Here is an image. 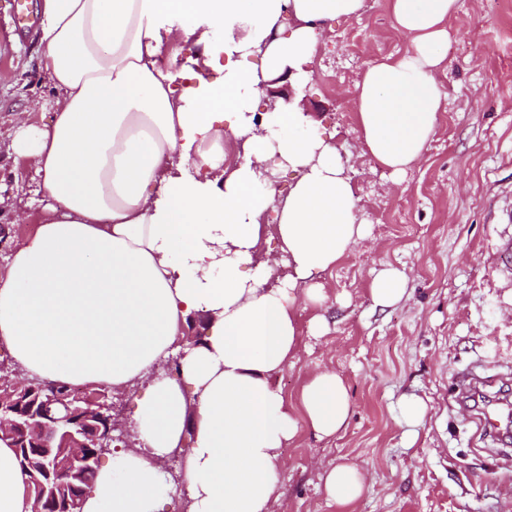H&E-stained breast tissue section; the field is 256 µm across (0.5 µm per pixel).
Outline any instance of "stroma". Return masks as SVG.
Listing matches in <instances>:
<instances>
[{"mask_svg": "<svg viewBox=\"0 0 512 512\" xmlns=\"http://www.w3.org/2000/svg\"><path fill=\"white\" fill-rule=\"evenodd\" d=\"M446 95L438 132L400 177L362 152L355 86L375 60L408 47L389 0H364L359 14L328 22L303 103L341 157L359 222L370 232L324 283L329 330L303 336L276 380L297 397L316 369L340 374L352 409L338 437L301 428L283 449L272 512H503L512 504V442L481 435L457 385L468 372L502 375L483 402L512 404V0H460L448 20ZM56 95L45 80L36 32H18L0 0V268L46 205L34 170L8 145L17 120L47 122ZM408 274L409 297L380 310L368 298L372 269ZM427 412L409 440L403 397ZM350 460L367 475L364 494L339 506L321 476Z\"/></svg>", "mask_w": 512, "mask_h": 512, "instance_id": "35a3bbf8", "label": "stroma"}]
</instances>
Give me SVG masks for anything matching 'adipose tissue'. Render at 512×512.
<instances>
[{
  "mask_svg": "<svg viewBox=\"0 0 512 512\" xmlns=\"http://www.w3.org/2000/svg\"><path fill=\"white\" fill-rule=\"evenodd\" d=\"M363 0H40L38 53L56 93L48 123L21 124L9 150L30 160L49 199L0 270V347L20 376L138 388L135 447L109 448L82 512H163L161 468L183 451L188 512H271L280 452L308 427L339 436L351 409L336 372L310 374L297 403L273 382L302 332L328 330L321 274L368 233L333 145L298 102L271 97L291 73L303 90L322 27ZM404 53L357 85L364 149L404 174L437 134L435 73L459 0H390ZM200 46L176 66L166 47ZM218 72L215 80L208 71ZM238 145L224 149L225 136ZM293 171L287 195L262 169ZM278 245L260 262V235ZM286 275L269 281L275 267ZM404 270L375 271L373 307L408 296ZM313 308L307 329L299 305ZM205 336H185L193 320ZM178 355L176 377L163 363ZM366 477L326 471L352 503ZM14 448L0 441V512H32Z\"/></svg>",
  "mask_w": 512,
  "mask_h": 512,
  "instance_id": "adipose-tissue-1",
  "label": "adipose tissue"
}]
</instances>
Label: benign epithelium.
<instances>
[{
    "instance_id": "1",
    "label": "benign epithelium",
    "mask_w": 512,
    "mask_h": 512,
    "mask_svg": "<svg viewBox=\"0 0 512 512\" xmlns=\"http://www.w3.org/2000/svg\"><path fill=\"white\" fill-rule=\"evenodd\" d=\"M0 440L32 449L49 475L56 469L57 448L70 449L73 467L95 469L111 444L134 447L131 434L115 423L107 395L87 390L62 395L53 383L25 380L1 365ZM34 492V512H80V487L64 503L44 486L34 487Z\"/></svg>"
}]
</instances>
